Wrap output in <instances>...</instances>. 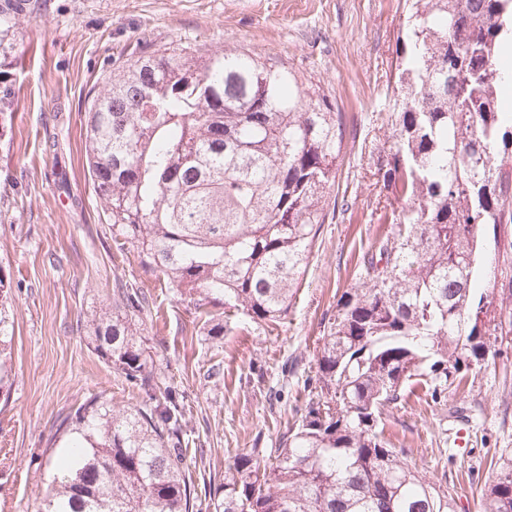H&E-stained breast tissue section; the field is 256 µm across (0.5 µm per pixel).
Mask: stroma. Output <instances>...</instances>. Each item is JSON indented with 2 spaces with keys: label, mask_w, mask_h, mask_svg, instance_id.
Instances as JSON below:
<instances>
[{
  "label": "stroma",
  "mask_w": 512,
  "mask_h": 512,
  "mask_svg": "<svg viewBox=\"0 0 512 512\" xmlns=\"http://www.w3.org/2000/svg\"><path fill=\"white\" fill-rule=\"evenodd\" d=\"M10 48L0 52V272L15 307L14 384L0 401V512H39L49 473L37 460L57 418L100 394L135 405L122 378L93 352L80 318L98 310L120 278L148 291L161 376L191 411L188 462L223 473L229 457L275 447L304 405L321 319L359 278L360 258L387 232L373 172L395 81L402 0H25ZM148 47L187 46L208 56L242 47L317 84L347 117L337 180L348 208L322 225L287 315L257 324L233 318L212 343L155 273L124 263L85 163L88 103L113 70ZM488 250L499 273L487 289H512V224ZM496 363L468 371L443 398L404 393L383 416L393 447L432 482L454 481L481 512L492 457L512 450V332ZM299 358L294 375L281 364ZM221 363L224 374L206 377Z\"/></svg>",
  "instance_id": "obj_1"
}]
</instances>
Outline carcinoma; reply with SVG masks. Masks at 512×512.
I'll list each match as a JSON object with an SVG mask.
<instances>
[{
  "instance_id": "obj_1",
  "label": "carcinoma",
  "mask_w": 512,
  "mask_h": 512,
  "mask_svg": "<svg viewBox=\"0 0 512 512\" xmlns=\"http://www.w3.org/2000/svg\"><path fill=\"white\" fill-rule=\"evenodd\" d=\"M382 220L358 283L323 317L314 386L276 448L233 456L196 492L184 396L147 347L152 298L120 282L86 316L89 345L135 391L92 395L60 417L42 512H466L390 446L380 423L405 387L431 397L494 355L512 312L473 298L483 227L512 224V114L497 61L512 0H405ZM345 113L291 67L236 48L201 58L141 50L88 108L85 152L121 250L162 279L208 339L229 320L288 313L335 211ZM0 274V397L13 385L15 319ZM483 512H512V453L493 464Z\"/></svg>"
}]
</instances>
